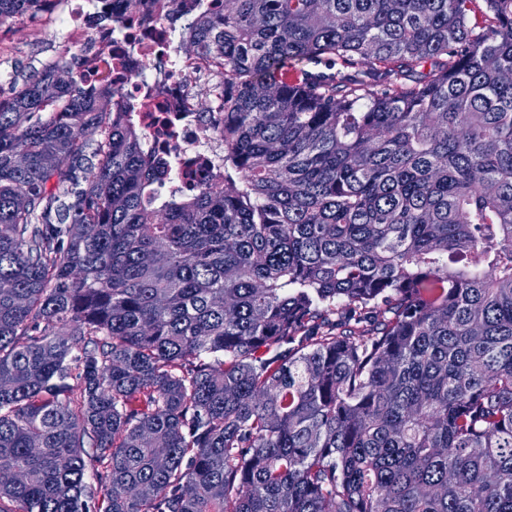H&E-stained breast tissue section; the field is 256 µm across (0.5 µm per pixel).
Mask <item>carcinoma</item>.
I'll return each instance as SVG.
<instances>
[{
	"label": "carcinoma",
	"mask_w": 512,
	"mask_h": 512,
	"mask_svg": "<svg viewBox=\"0 0 512 512\" xmlns=\"http://www.w3.org/2000/svg\"><path fill=\"white\" fill-rule=\"evenodd\" d=\"M222 2L218 185L0 98V512H512V0Z\"/></svg>",
	"instance_id": "obj_1"
}]
</instances>
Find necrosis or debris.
Returning a JSON list of instances; mask_svg holds the SVG:
<instances>
[{
    "mask_svg": "<svg viewBox=\"0 0 512 512\" xmlns=\"http://www.w3.org/2000/svg\"><path fill=\"white\" fill-rule=\"evenodd\" d=\"M32 15L47 17L62 40L59 52L79 51L81 76L124 85L160 105L143 128L148 141L167 152L174 188H194L224 172V138L216 116L198 112L195 95L221 99L224 87L212 61L183 57L174 47L177 27L158 0L120 18V0H34Z\"/></svg>",
    "mask_w": 512,
    "mask_h": 512,
    "instance_id": "obj_1",
    "label": "necrosis or debris"
}]
</instances>
